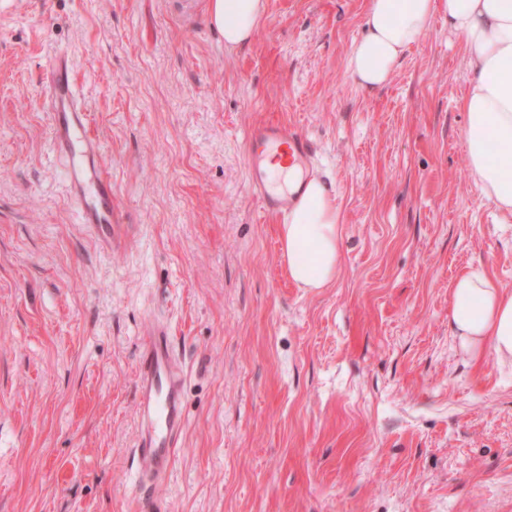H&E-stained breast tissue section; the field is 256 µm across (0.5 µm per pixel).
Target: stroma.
<instances>
[{
	"label": "stroma",
	"instance_id": "stroma-1",
	"mask_svg": "<svg viewBox=\"0 0 512 512\" xmlns=\"http://www.w3.org/2000/svg\"><path fill=\"white\" fill-rule=\"evenodd\" d=\"M369 0H266L229 48L210 0H0V512H512V367L462 350L452 286L512 290V220L464 145L470 49L437 14L387 84L348 59ZM66 49L125 244L81 228L42 96ZM316 147L335 280L289 278L247 132ZM168 326L187 426L137 496L139 336Z\"/></svg>",
	"mask_w": 512,
	"mask_h": 512
}]
</instances>
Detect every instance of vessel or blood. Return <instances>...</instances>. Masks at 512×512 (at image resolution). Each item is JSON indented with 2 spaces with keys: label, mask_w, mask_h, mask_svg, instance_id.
<instances>
[{
  "label": "vessel or blood",
  "mask_w": 512,
  "mask_h": 512,
  "mask_svg": "<svg viewBox=\"0 0 512 512\" xmlns=\"http://www.w3.org/2000/svg\"><path fill=\"white\" fill-rule=\"evenodd\" d=\"M49 65L43 94L50 109L54 148L67 163L65 181L84 227L108 252L116 246L120 222L112 207V176L103 164L101 143L89 130L85 107L69 77L67 52H54ZM246 143L252 195L265 214L286 215L301 197L305 181L295 176L286 190H276L275 177L266 169L264 159L272 149L284 146L294 167H301L314 159L311 143L280 123L254 127ZM136 405L140 434L132 454L137 475L144 486L164 483L186 428L185 386L167 329L158 322L150 323L139 337Z\"/></svg>",
  "instance_id": "1"
}]
</instances>
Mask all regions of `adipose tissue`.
<instances>
[{"instance_id": "ef3b65f1", "label": "adipose tissue", "mask_w": 512, "mask_h": 512, "mask_svg": "<svg viewBox=\"0 0 512 512\" xmlns=\"http://www.w3.org/2000/svg\"><path fill=\"white\" fill-rule=\"evenodd\" d=\"M264 0H211L210 21L224 43L250 41ZM471 49L465 149L483 196L512 215V168L490 160V138L512 143V0H369L364 33L348 59L362 88L387 83L405 54L417 46L435 14ZM341 214L327 186L308 180L281 226V248L290 279L301 288H322L334 280L340 258ZM449 319L461 348L479 353L491 345L500 364L512 365V291L482 271L460 275L452 289Z\"/></svg>"}]
</instances>
